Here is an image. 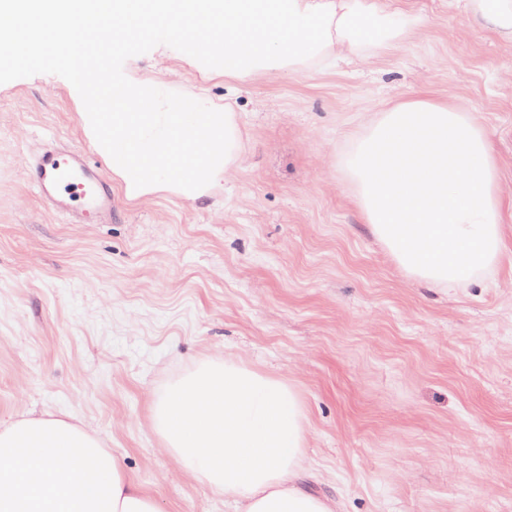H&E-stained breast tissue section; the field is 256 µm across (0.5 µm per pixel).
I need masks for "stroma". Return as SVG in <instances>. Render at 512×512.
<instances>
[{
    "label": "stroma",
    "mask_w": 512,
    "mask_h": 512,
    "mask_svg": "<svg viewBox=\"0 0 512 512\" xmlns=\"http://www.w3.org/2000/svg\"><path fill=\"white\" fill-rule=\"evenodd\" d=\"M426 19L367 61L239 85L156 46L135 78L234 98L242 162L197 202L128 200L56 74L0 84V420L99 433L161 512H233L162 448L150 406L197 362L290 381L308 412L305 485L345 512H512V45L450 0H375ZM426 92L473 112L506 204L499 272L441 291L405 276L335 171L355 130ZM84 149L105 224H69L26 161Z\"/></svg>",
    "instance_id": "obj_1"
}]
</instances>
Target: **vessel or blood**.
<instances>
[{
    "instance_id": "obj_1",
    "label": "vessel or blood",
    "mask_w": 512,
    "mask_h": 512,
    "mask_svg": "<svg viewBox=\"0 0 512 512\" xmlns=\"http://www.w3.org/2000/svg\"><path fill=\"white\" fill-rule=\"evenodd\" d=\"M36 185L41 197L68 223L102 221L112 212L108 185L95 177L80 151H48L35 161Z\"/></svg>"
}]
</instances>
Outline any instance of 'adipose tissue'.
Wrapping results in <instances>:
<instances>
[{
	"instance_id": "1",
	"label": "adipose tissue",
	"mask_w": 512,
	"mask_h": 512,
	"mask_svg": "<svg viewBox=\"0 0 512 512\" xmlns=\"http://www.w3.org/2000/svg\"><path fill=\"white\" fill-rule=\"evenodd\" d=\"M512 44V0H456ZM374 236L412 280L462 286L495 271L503 201L472 112L426 96L364 123L336 159ZM165 450L235 512H338L298 484L308 418L296 388L233 358L198 363L153 402ZM0 512H161L101 437L62 417L0 421Z\"/></svg>"
}]
</instances>
